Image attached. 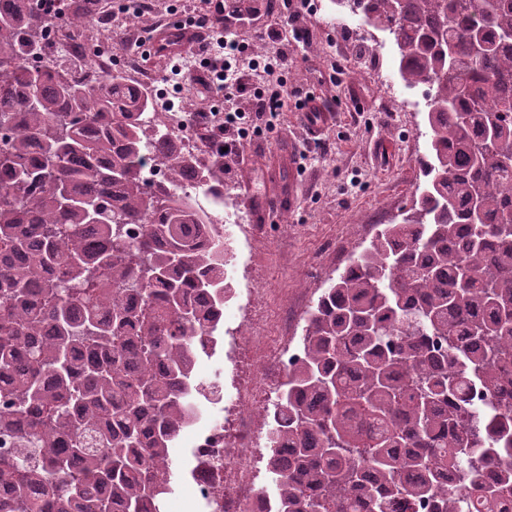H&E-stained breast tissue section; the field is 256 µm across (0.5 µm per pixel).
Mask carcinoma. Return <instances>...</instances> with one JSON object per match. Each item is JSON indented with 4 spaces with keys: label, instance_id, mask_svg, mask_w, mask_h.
Segmentation results:
<instances>
[{
    "label": "carcinoma",
    "instance_id": "cac0c4a2",
    "mask_svg": "<svg viewBox=\"0 0 512 512\" xmlns=\"http://www.w3.org/2000/svg\"><path fill=\"white\" fill-rule=\"evenodd\" d=\"M0 0V512H162L225 244L146 95ZM429 88L426 182L318 297L266 433L278 512H512V0H352ZM166 171L168 188L144 177ZM141 225L125 240L127 225Z\"/></svg>",
    "mask_w": 512,
    "mask_h": 512
}]
</instances>
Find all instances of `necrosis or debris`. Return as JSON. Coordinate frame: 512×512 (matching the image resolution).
Segmentation results:
<instances>
[{
  "instance_id": "obj_1",
  "label": "necrosis or debris",
  "mask_w": 512,
  "mask_h": 512,
  "mask_svg": "<svg viewBox=\"0 0 512 512\" xmlns=\"http://www.w3.org/2000/svg\"><path fill=\"white\" fill-rule=\"evenodd\" d=\"M146 38V32L138 30L118 47L66 38L52 30L42 46L47 51L62 47L87 56L89 64L84 74L92 76L99 70L117 67L132 70L134 78L143 81L149 72L136 68L135 62ZM157 110L176 153L204 159L209 145L190 131L184 113L167 98L159 100ZM292 340V324L279 321L256 351L263 372L239 379L236 396L223 406L220 419L211 420L206 408L191 403L182 433L187 447L193 450L195 476L173 499L174 512H276L275 498L259 487L267 456L261 428L272 418L270 402L275 390L299 357Z\"/></svg>"
}]
</instances>
